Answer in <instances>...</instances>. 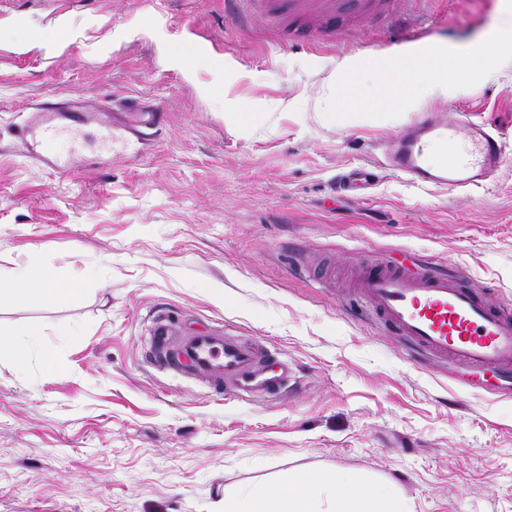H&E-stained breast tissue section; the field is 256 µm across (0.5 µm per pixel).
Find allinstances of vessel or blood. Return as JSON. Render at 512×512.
I'll return each mask as SVG.
<instances>
[{
    "label": "vessel or blood",
    "instance_id": "1",
    "mask_svg": "<svg viewBox=\"0 0 512 512\" xmlns=\"http://www.w3.org/2000/svg\"><path fill=\"white\" fill-rule=\"evenodd\" d=\"M259 2L268 13L288 19L299 45L345 21L340 0H322L313 27L306 22L308 0ZM139 109L135 98L122 99L112 108L82 98H45L27 113L22 153L37 164L50 165L52 159L43 148L56 141L68 112L82 113L85 125L99 130L104 140L114 142L127 133L135 141H145L148 130L159 127L163 116L152 111L137 127L123 120V113ZM506 148L502 133L485 123L462 119L457 113L444 117L429 112L395 140L386 160L414 185L470 190L483 186L499 170ZM357 286L386 323L429 355L512 372L511 306L490 305L461 279L440 276L428 268L412 275L371 264L362 269ZM153 343L161 366L203 378L238 399L265 397L288 382V367L269 374L277 359L268 347L236 336L202 331L172 338L161 324Z\"/></svg>",
    "mask_w": 512,
    "mask_h": 512
}]
</instances>
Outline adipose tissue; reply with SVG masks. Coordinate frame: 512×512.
<instances>
[{
    "instance_id": "ef3b65f1",
    "label": "adipose tissue",
    "mask_w": 512,
    "mask_h": 512,
    "mask_svg": "<svg viewBox=\"0 0 512 512\" xmlns=\"http://www.w3.org/2000/svg\"><path fill=\"white\" fill-rule=\"evenodd\" d=\"M459 65L458 57L441 51L428 60L406 52L381 61V71L406 77L408 82L431 90H444ZM0 296L38 303H63L74 300L75 292L61 283L48 268L19 267L0 277ZM224 512H409L391 486L363 489L359 480L346 475L324 476L308 483L302 492L283 494L260 485L226 498Z\"/></svg>"
}]
</instances>
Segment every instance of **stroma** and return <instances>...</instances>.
Wrapping results in <instances>:
<instances>
[{
    "label": "stroma",
    "mask_w": 512,
    "mask_h": 512,
    "mask_svg": "<svg viewBox=\"0 0 512 512\" xmlns=\"http://www.w3.org/2000/svg\"><path fill=\"white\" fill-rule=\"evenodd\" d=\"M512 0H409L410 26L353 16L294 44L282 18L224 0H0V272L52 269L77 290L0 301V512H224L255 485L318 475L388 484L411 512H512V378L416 358L344 283L372 261L466 273L512 304V44L464 62L444 94L363 107L370 63L467 51ZM367 63L358 97L342 63ZM131 95L166 123L138 158L79 125L70 171L21 151L41 97ZM487 121L509 148L479 189H424L383 169L425 112ZM375 173L339 190L353 167ZM275 347L295 378L265 400L212 393L145 359L157 323ZM79 327L61 340L57 329ZM19 336H29L24 343H17L10 340H3L0 338V355L7 352L13 356L16 363L23 366L29 351L41 350V344L36 335L20 334Z\"/></svg>",
    "instance_id": "obj_1"
}]
</instances>
